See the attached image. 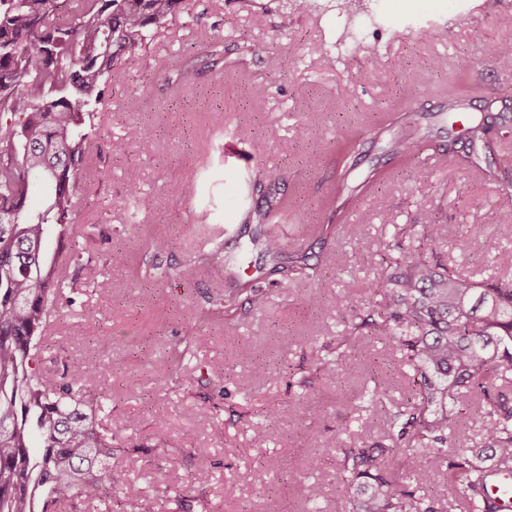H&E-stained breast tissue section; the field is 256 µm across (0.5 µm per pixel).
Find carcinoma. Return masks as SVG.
<instances>
[{"mask_svg":"<svg viewBox=\"0 0 512 512\" xmlns=\"http://www.w3.org/2000/svg\"><path fill=\"white\" fill-rule=\"evenodd\" d=\"M181 3L74 0L63 11L60 0H0V512H88L87 505L125 490L112 468V441L99 431L102 402L85 397L92 375L76 367L51 377L39 367V343L52 314L75 303L70 284L92 262L69 242L95 109L112 72L146 49ZM194 72V63L176 60L165 80L179 86ZM489 132L483 122L470 124L460 163L486 172L479 150L491 151ZM432 144L430 132L410 127L391 156L407 161ZM357 146L352 133L336 140L335 152L344 162ZM265 178L273 190L249 212L259 224L293 206L280 194V174ZM35 179L49 191L41 208L31 205ZM353 199L340 173L324 206L339 209ZM423 231L424 250L401 255L398 271L379 277L372 290L381 300L368 302L351 322L336 361L318 367L344 373L353 364L346 349L374 335L394 339L415 371L407 403L393 405L380 384L365 396L366 406L386 412L387 443L342 451L339 466L349 478L336 485V496L349 512H443L431 489L446 476L468 512H501L488 485L496 474L512 475V280L462 275L437 252L441 225L425 224ZM261 244L279 261L284 247L277 235ZM320 270L300 251L280 285L294 274L311 280ZM243 294L253 305L263 299L261 287L247 281L215 305ZM473 407L480 430L463 442L459 416ZM421 455L431 466L417 473L413 490L381 464ZM167 493L158 485L129 498L128 512H153L154 498Z\"/></svg>","mask_w":512,"mask_h":512,"instance_id":"carcinoma-1","label":"carcinoma"}]
</instances>
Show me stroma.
<instances>
[{"instance_id":"35a3bbf8","label":"stroma","mask_w":512,"mask_h":512,"mask_svg":"<svg viewBox=\"0 0 512 512\" xmlns=\"http://www.w3.org/2000/svg\"><path fill=\"white\" fill-rule=\"evenodd\" d=\"M510 40L512 0H306L301 11L291 0H183L146 50L113 75L76 197L72 245L124 260L108 267L96 260L82 271L76 303L52 318L42 352L53 374L67 365L94 373L87 395L108 407L102 427L129 493L169 486L156 512H172L176 496L209 512H345L336 497V443L380 439L385 414L365 408L362 396L379 379L393 403L406 402L414 372L401 364L393 339L368 336L355 369L307 387L300 374L334 353L382 270L421 246L410 225H442L443 251L474 279L512 278V99H493L512 86V58L496 52ZM252 42L266 44L267 55H243ZM214 45L223 60L211 67L206 52ZM326 51L341 59L335 70L324 66ZM178 58L195 61L197 71L176 88L164 70ZM234 64L248 81L225 75ZM463 70L472 90L452 112L448 85ZM385 113L391 122L364 137L348 176L353 204L329 214L321 200L341 169L336 139ZM483 119L494 150L490 176L461 166L446 149L463 146L464 126ZM409 125L430 131L438 146L399 165L390 150ZM142 126L154 129L149 150H115ZM375 168L391 171L390 181L362 189ZM271 169L298 195L276 229L285 256L315 246L311 225L335 229L320 277L286 288L254 242L266 225L246 218ZM416 181L430 183L431 194H410ZM158 226L174 240L160 253L146 245ZM475 226L486 231L485 249L458 251L456 241ZM354 233L367 253L353 250ZM214 249L217 263L198 266V254ZM147 265L171 275L141 282ZM248 280L259 282L265 302L236 303V328L225 333L211 299ZM97 292L112 303L86 318ZM194 337L201 349L178 358ZM269 403L288 414L266 421ZM217 418L220 437L211 432ZM262 424L269 440L261 451L253 435ZM197 448L210 453L203 482Z\"/></svg>"}]
</instances>
